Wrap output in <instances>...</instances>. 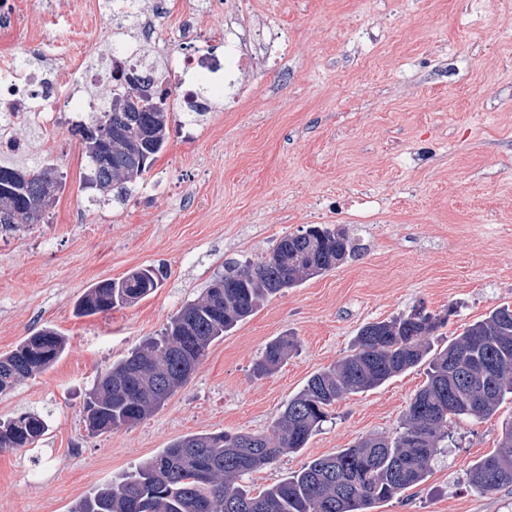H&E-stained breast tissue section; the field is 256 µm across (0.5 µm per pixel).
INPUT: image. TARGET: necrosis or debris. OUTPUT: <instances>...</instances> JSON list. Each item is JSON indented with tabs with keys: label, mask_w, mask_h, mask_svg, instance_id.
I'll return each mask as SVG.
<instances>
[{
	"label": "necrosis or debris",
	"mask_w": 512,
	"mask_h": 512,
	"mask_svg": "<svg viewBox=\"0 0 512 512\" xmlns=\"http://www.w3.org/2000/svg\"><path fill=\"white\" fill-rule=\"evenodd\" d=\"M239 9L225 11L221 25L199 37L185 35L168 38L148 26L121 27L113 37L106 57L104 82H111L112 68L141 71L150 60L163 62L161 69L174 111L196 112L200 109L199 85H206L211 95L223 90L213 73L207 72L205 48L224 50V72L236 77L242 71H254L288 56V40L281 32L260 18L242 22ZM86 82L83 68L58 71L54 81H46L42 72L21 61L0 67V113L16 120L28 112L56 114L67 111L73 95Z\"/></svg>",
	"instance_id": "1"
}]
</instances>
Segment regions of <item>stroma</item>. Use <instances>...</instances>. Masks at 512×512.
<instances>
[{"label": "stroma", "mask_w": 512, "mask_h": 512, "mask_svg": "<svg viewBox=\"0 0 512 512\" xmlns=\"http://www.w3.org/2000/svg\"><path fill=\"white\" fill-rule=\"evenodd\" d=\"M15 18L0 63L45 40L42 69L88 65L112 25L111 0H0ZM288 31L285 63L242 75L251 98L186 122L177 113L145 179L126 195L89 184L73 130L16 126L23 157L62 177L36 225L0 239V355L45 327L67 339L43 373L0 394V419L40 414L34 447L0 452V512H69L80 498L189 434L269 433L316 372L346 356L366 323L424 309L444 314L443 349L493 309L512 306V0L462 26L459 0H250ZM339 225L360 256L287 288L213 342L185 386L147 420L89 434L82 403L96 376L198 299L228 261H259L285 235ZM151 266L159 288L80 317L98 281ZM297 342L267 377L252 367L272 339ZM426 364L348 393L305 448L242 476L258 494L368 436L393 438L427 380ZM512 400L452 423L425 481L371 512H512V486L481 493L469 469L499 448Z\"/></svg>", "instance_id": "obj_1"}]
</instances>
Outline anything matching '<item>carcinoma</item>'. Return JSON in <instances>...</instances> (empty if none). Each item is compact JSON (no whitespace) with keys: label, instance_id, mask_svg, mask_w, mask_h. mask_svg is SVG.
Here are the masks:
<instances>
[{"label":"carcinoma","instance_id":"cac0c4a2","mask_svg":"<svg viewBox=\"0 0 512 512\" xmlns=\"http://www.w3.org/2000/svg\"><path fill=\"white\" fill-rule=\"evenodd\" d=\"M117 82L121 91L112 92V97L135 100L132 111L90 114L78 133L125 121L124 143L117 149L109 140L82 142L92 183L123 192L144 179L164 147L172 112L168 91L154 78L137 85L120 73ZM51 180L61 184L50 166H0V229L38 223L47 207L38 203L33 190ZM362 250V245L343 237L342 229L314 226L283 237L257 263H224V274L181 308L160 336L96 378L83 405L86 429L102 434L148 419L188 381L208 347L252 315L263 300ZM161 278L160 271L148 267L117 281L99 282L77 301L75 312L91 316L126 307L151 293ZM447 322L448 316L421 308L366 324L350 354L311 376L288 401L271 434L182 437L120 481L80 499L70 512H370L375 504L425 480L431 461L449 438L448 422L491 417L512 396V307L492 310L433 353L429 337ZM292 348L286 337L269 341L254 363V374L264 377L277 371ZM65 349V338L46 327L1 355L0 394L51 367ZM426 358L427 382L412 398L395 438L360 439L332 456L310 461L257 495L236 486L244 474L305 447L343 395L372 390ZM486 361L494 363V370L483 376ZM46 430L44 419L30 412L1 419L0 449L33 446ZM469 481L479 492L512 485V424L505 427L500 449L471 466Z\"/></svg>","mask_w":512,"mask_h":512}]
</instances>
